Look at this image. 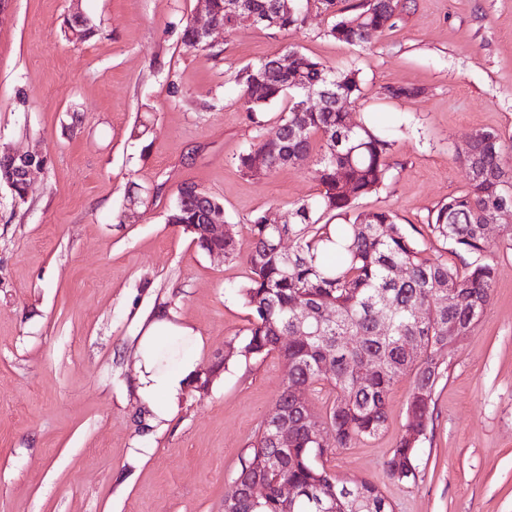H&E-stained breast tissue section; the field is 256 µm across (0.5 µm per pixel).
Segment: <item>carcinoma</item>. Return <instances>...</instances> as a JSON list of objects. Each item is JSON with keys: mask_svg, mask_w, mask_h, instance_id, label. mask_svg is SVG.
<instances>
[{"mask_svg": "<svg viewBox=\"0 0 512 512\" xmlns=\"http://www.w3.org/2000/svg\"><path fill=\"white\" fill-rule=\"evenodd\" d=\"M343 0H209L214 19L224 29L239 27L236 15L249 14L256 28L297 30L313 10L334 18L327 35L355 48L364 47L376 33L395 27L403 9L401 0H359L344 7ZM64 34L83 42L94 34L88 20L68 19ZM288 54V69L279 83L265 78L269 65ZM240 101L255 126L264 123L266 111L285 96L290 110L280 114L279 124L290 128L288 136L260 139L246 147L237 159L238 171L250 175L258 165L273 173L284 166L300 165L314 148L320 156L312 175L317 195L300 202L280 224L293 249L278 247L279 232L265 223L266 211H257L248 222L251 248L247 256L248 281L237 295L251 311L243 336L225 345L224 359L215 368L229 365L234 357L263 359L278 354L288 365L278 395L249 445V459L224 491V504L234 512H392L376 482L358 479L353 493L336 484L322 459L338 448H348L360 438H372L385 427L389 396L396 379L411 376L407 423L385 462L391 479L414 482L418 469L417 448L432 419L434 395L445 368L434 358L438 350L471 334L492 304L495 265L494 243L485 228L498 211L512 207V162L498 131L481 129L472 135L474 159L464 161L468 187L438 204L427 217L429 234L441 241L460 264L428 249L387 210L360 211L358 201L386 185L390 179L389 155L393 143L387 135L361 120L350 122L343 105L361 93L356 69L336 71L288 46L240 69L236 75ZM331 90L327 106L311 111L304 106L308 90ZM222 207L219 199L191 184V191L176 202L168 215L171 224L188 229L201 223L204 214ZM342 216L347 224H328L326 217ZM205 252L224 250V260L239 256L236 237L198 239ZM423 309L415 317V308ZM310 316L298 319L301 310ZM333 318L323 317V311ZM386 322L388 333L379 332ZM296 341H284L285 337ZM377 362L371 374L364 367ZM327 380L332 397L322 413L309 411L302 420L294 389L306 392ZM294 430L288 448L274 456L262 473L251 469V460L270 448L272 423L277 420ZM331 441H316V432ZM263 481L268 493L255 504L244 489ZM301 493L293 506L281 497L282 484Z\"/></svg>", "mask_w": 512, "mask_h": 512, "instance_id": "obj_1", "label": "carcinoma"}]
</instances>
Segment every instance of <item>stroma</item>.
Returning a JSON list of instances; mask_svg holds the SVG:
<instances>
[{
  "label": "stroma",
  "instance_id": "35a3bbf8",
  "mask_svg": "<svg viewBox=\"0 0 512 512\" xmlns=\"http://www.w3.org/2000/svg\"><path fill=\"white\" fill-rule=\"evenodd\" d=\"M72 0H10L0 24V153L42 150L33 193L0 186V512H224V490L274 402L277 356L232 361L205 392L186 387L161 417L139 392L138 347L167 318L202 346L197 373L243 336L251 312L246 224L287 217L315 196L310 166L242 175L236 160L273 137L289 100L255 126L234 82L242 67L296 46L327 66H355L350 107L393 142L387 186L360 200L425 232L427 216L467 187L459 148L477 129L512 143V0H405L390 31L355 49L303 27L243 26L210 51L182 41L197 0H81L97 32L67 41ZM418 88L389 98L385 87ZM218 197L241 259L199 249L169 223L181 183ZM144 200L118 223L130 192ZM494 256L493 301L472 335L438 351L447 370L417 450L416 482L384 464L406 423L399 377L388 422L324 459L338 482H377L393 512H512V245Z\"/></svg>",
  "mask_w": 512,
  "mask_h": 512
}]
</instances>
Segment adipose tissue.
<instances>
[{"label":"adipose tissue","instance_id":"obj_1","mask_svg":"<svg viewBox=\"0 0 512 512\" xmlns=\"http://www.w3.org/2000/svg\"><path fill=\"white\" fill-rule=\"evenodd\" d=\"M168 337L183 338L187 346L169 366L161 368L156 363L155 351ZM199 339L192 327L165 318L155 320L147 329L140 347L139 385L142 393L157 405L160 414H167L176 406L186 377L195 371Z\"/></svg>","mask_w":512,"mask_h":512}]
</instances>
